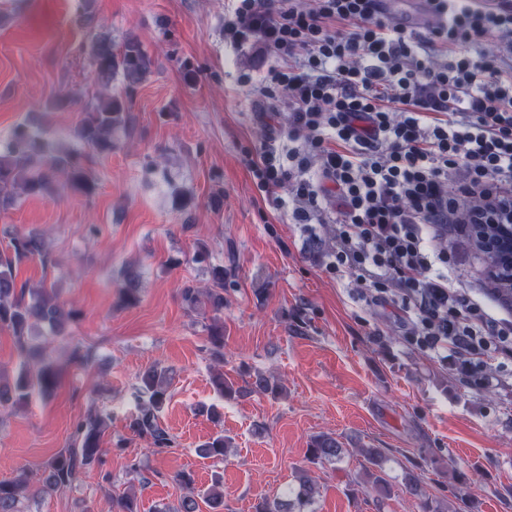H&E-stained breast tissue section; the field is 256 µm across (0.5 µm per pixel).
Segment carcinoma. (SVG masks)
<instances>
[{"label": "carcinoma", "mask_w": 512, "mask_h": 512, "mask_svg": "<svg viewBox=\"0 0 512 512\" xmlns=\"http://www.w3.org/2000/svg\"><path fill=\"white\" fill-rule=\"evenodd\" d=\"M95 81L100 86L96 96L83 107L84 116L74 131V137L98 155H108L116 145L117 135L128 125V113L122 102L110 93L112 80L121 76L125 87L138 85L150 71L152 59L135 39L126 40L115 48L112 38L98 34L91 38L88 51ZM70 185L87 196L95 189L88 157L60 147L50 132L40 123L27 122L14 132L6 150L0 154V209L15 203L21 196L49 197L59 181ZM9 235L8 250L0 253V327L11 331L21 370L12 385L0 386V405L24 407L32 396L52 397L60 383V370L55 361L44 355L38 344L39 337L49 333L67 334L70 322L79 317V311L67 308L54 288L43 285L19 286L16 282V264L24 259H39L46 263L50 255L43 237L34 231L4 230ZM181 297L191 311L205 307L213 314L215 324L208 327L212 350L222 355L224 329L216 320L224 313V266H210V280L204 287L187 285ZM122 301L132 305L138 301V274L127 273L121 288ZM137 411L127 423L130 432L144 440L157 452L172 447L173 440L158 417L160 409L171 397L170 377L166 369L152 366L145 370L136 388ZM107 416L96 413L79 420L73 429L67 448L52 456L43 467L39 481L28 473L13 481H0V512H18L19 496L33 491L49 493L63 491L72 486L76 475L99 462V437L106 427ZM230 442L219 431L201 446L207 457L219 460L229 453ZM347 449L335 437L322 435L308 448L312 464L340 459ZM358 452L370 464L367 477L371 488L380 497L390 494V486L378 469L382 465V452L378 448H360ZM184 486L185 494L178 506L165 507L157 512H201L205 504L209 512H224V489L220 480L204 492L195 487L194 478L185 472L176 475ZM315 494L313 481L305 475L287 494L286 498L265 502L259 512H305Z\"/></svg>", "instance_id": "1"}]
</instances>
